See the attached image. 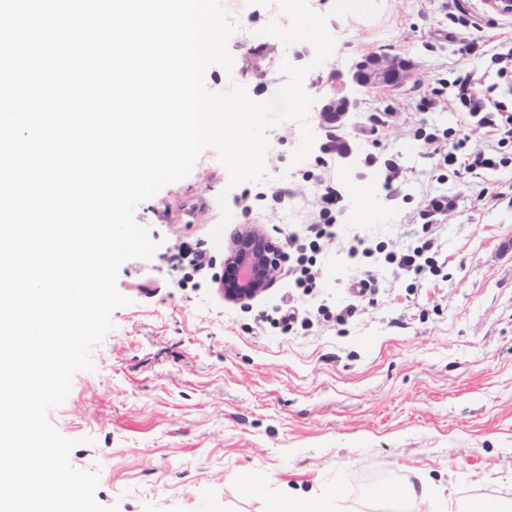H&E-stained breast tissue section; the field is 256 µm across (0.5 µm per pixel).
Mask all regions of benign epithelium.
Wrapping results in <instances>:
<instances>
[{
	"label": "benign epithelium",
	"mask_w": 512,
	"mask_h": 512,
	"mask_svg": "<svg viewBox=\"0 0 512 512\" xmlns=\"http://www.w3.org/2000/svg\"><path fill=\"white\" fill-rule=\"evenodd\" d=\"M408 64L395 57L379 56L356 62L348 73H340L337 80L359 88H375L400 81ZM357 107V99L348 95L323 101L320 115L330 125L346 124L350 112ZM282 246L262 230L247 225L235 236L225 250L224 265H234L246 270V278L239 280V287L225 290V297L246 303L265 291L281 271Z\"/></svg>",
	"instance_id": "1"
}]
</instances>
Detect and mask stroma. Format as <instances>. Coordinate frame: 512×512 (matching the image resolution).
Instances as JSON below:
<instances>
[{
    "label": "stroma",
    "mask_w": 512,
    "mask_h": 512,
    "mask_svg": "<svg viewBox=\"0 0 512 512\" xmlns=\"http://www.w3.org/2000/svg\"><path fill=\"white\" fill-rule=\"evenodd\" d=\"M374 18H331V57L304 79L325 99L340 92L334 72L362 58L397 55L411 74L392 89H357L358 107L342 131L350 158L326 156L317 110L309 158L290 156L298 124L272 126L267 177L230 186L214 148H205L185 178L142 201L136 222L157 249L151 259L123 263L117 288L129 305L112 314V329L93 347V370L77 372L65 401L48 419L76 440L70 460L99 474L97 500L119 512H273L294 495L327 496V512H387L374 488H427L403 500L405 512H464L476 499L512 508V204L480 200L488 183L512 180V169L484 172L456 185L461 203L436 223L421 224L424 195L442 190L437 161L415 128L461 129L472 148L490 141L476 121L439 104L418 107L416 86L471 72L480 87L496 85L512 102V79L497 78L489 56L512 37V15L486 0H376ZM239 25L229 48L231 71L209 67L208 90L230 84L262 101L285 78L279 62H309V45L284 47L262 29L283 16L273 0H222ZM464 6L467 35L485 57L460 60L437 31ZM272 49L258 58V47ZM396 110V130L372 134L370 113ZM400 164L395 194L381 185L383 162ZM310 170L334 180L341 194L336 238L317 256L320 286L305 299L310 323L282 329L279 311L294 292L291 236H304L318 207L298 180ZM281 191L278 205L257 193ZM227 192L232 219L222 246L209 233ZM254 196L251 212L238 204ZM196 220L187 213L200 198ZM245 224L280 241L286 258L277 279L245 304L225 300L216 275L224 243ZM388 249L432 241L442 264L426 281L382 261L349 258L353 237ZM202 243L213 259L196 284H182L173 255L180 243ZM372 272L375 288L346 322L351 280Z\"/></svg>",
    "instance_id": "stroma-1"
}]
</instances>
